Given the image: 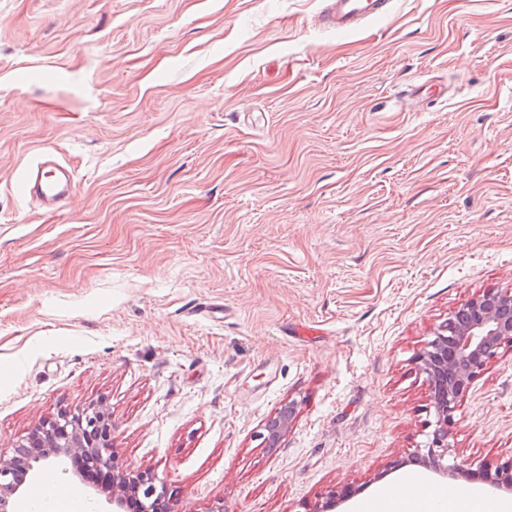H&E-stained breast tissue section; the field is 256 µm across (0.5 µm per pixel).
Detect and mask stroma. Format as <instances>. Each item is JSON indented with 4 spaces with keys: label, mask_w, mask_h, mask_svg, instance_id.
<instances>
[{
    "label": "stroma",
    "mask_w": 512,
    "mask_h": 512,
    "mask_svg": "<svg viewBox=\"0 0 512 512\" xmlns=\"http://www.w3.org/2000/svg\"><path fill=\"white\" fill-rule=\"evenodd\" d=\"M322 4L0 0V455L94 404L116 471L179 512H317L345 487L354 512L413 472L419 354L512 290V0H393L344 34ZM46 151L78 181L55 210L14 193ZM450 443L512 464V346ZM292 414L293 410L290 407L285 408L278 417L266 424L265 433L261 435L266 444L274 447L278 443L282 433L291 423Z\"/></svg>",
    "instance_id": "stroma-1"
}]
</instances>
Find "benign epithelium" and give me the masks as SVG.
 Segmentation results:
<instances>
[{
  "mask_svg": "<svg viewBox=\"0 0 512 512\" xmlns=\"http://www.w3.org/2000/svg\"><path fill=\"white\" fill-rule=\"evenodd\" d=\"M512 345V291L486 293L448 314L434 332L420 356L421 371L428 383L433 421L424 444L425 454L415 463L443 477L459 476L472 481H491L512 488V471L484 469L471 472L460 464L448 463L451 445L449 426L459 397L475 377L495 358L503 344ZM293 410L284 409L265 426L262 438L275 446L291 423ZM109 415L93 405L63 414L36 429L15 445L14 455L0 457V512H14L15 501L26 495L46 463L62 465L80 456L95 467H114ZM107 512H178L171 492L149 472L133 480L116 475L112 491L106 497Z\"/></svg>",
  "mask_w": 512,
  "mask_h": 512,
  "instance_id": "1",
  "label": "benign epithelium"
}]
</instances>
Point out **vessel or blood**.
Masks as SVG:
<instances>
[{
	"label": "vessel or blood",
	"instance_id": "1",
	"mask_svg": "<svg viewBox=\"0 0 512 512\" xmlns=\"http://www.w3.org/2000/svg\"><path fill=\"white\" fill-rule=\"evenodd\" d=\"M391 5L392 0H326L319 23L338 32L352 31L365 22L388 15ZM76 188L72 170L48 153L18 183L21 194L38 199L46 208L60 207Z\"/></svg>",
	"mask_w": 512,
	"mask_h": 512
}]
</instances>
